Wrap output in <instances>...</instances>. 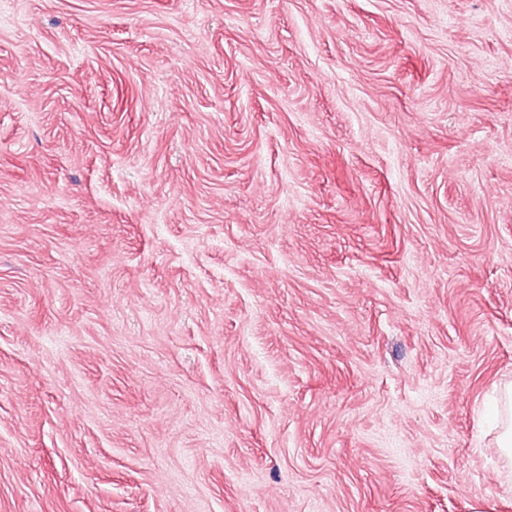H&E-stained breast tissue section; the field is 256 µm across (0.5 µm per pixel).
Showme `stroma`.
<instances>
[{
    "instance_id": "stroma-1",
    "label": "stroma",
    "mask_w": 512,
    "mask_h": 512,
    "mask_svg": "<svg viewBox=\"0 0 512 512\" xmlns=\"http://www.w3.org/2000/svg\"><path fill=\"white\" fill-rule=\"evenodd\" d=\"M0 512H512V0H11ZM501 411L499 418V433L497 436L498 448H501L503 454L512 459V384L506 385L501 391ZM508 411L509 416L505 420L503 412Z\"/></svg>"
}]
</instances>
